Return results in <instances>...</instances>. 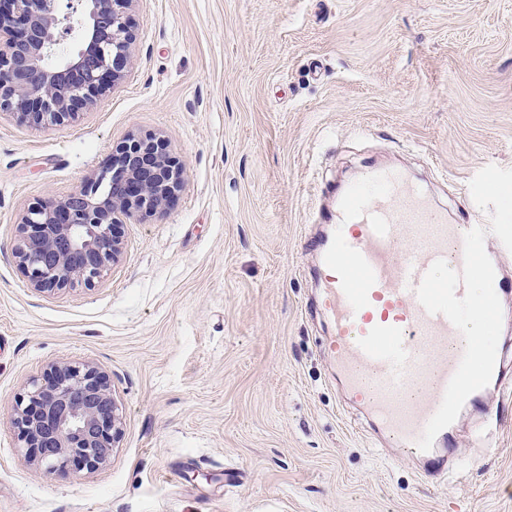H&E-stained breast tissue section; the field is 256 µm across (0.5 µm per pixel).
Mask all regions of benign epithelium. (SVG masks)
<instances>
[{"instance_id": "7a95c632", "label": "benign epithelium", "mask_w": 512, "mask_h": 512, "mask_svg": "<svg viewBox=\"0 0 512 512\" xmlns=\"http://www.w3.org/2000/svg\"><path fill=\"white\" fill-rule=\"evenodd\" d=\"M133 0H0V112L40 126L78 119L131 65ZM183 167L155 134H132L110 163L63 198L31 206L14 256L31 286L52 293L95 287L123 252L119 224L161 212ZM22 447L47 473L95 470L121 440L109 376L55 365L14 405Z\"/></svg>"}]
</instances>
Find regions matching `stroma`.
<instances>
[{
	"label": "stroma",
	"mask_w": 512,
	"mask_h": 512,
	"mask_svg": "<svg viewBox=\"0 0 512 512\" xmlns=\"http://www.w3.org/2000/svg\"><path fill=\"white\" fill-rule=\"evenodd\" d=\"M125 79L73 122L0 116V512H512V397L459 421L462 482L424 480L350 420L306 303L303 242L327 188L398 169L449 219L512 169V0H132ZM184 169L165 209L121 225L91 289L31 288L27 208L132 134ZM107 371L108 463L42 473L13 405L54 365Z\"/></svg>",
	"instance_id": "1"
}]
</instances>
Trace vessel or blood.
I'll use <instances>...</instances> for the list:
<instances>
[{"instance_id": "1", "label": "vessel or blood", "mask_w": 512, "mask_h": 512, "mask_svg": "<svg viewBox=\"0 0 512 512\" xmlns=\"http://www.w3.org/2000/svg\"><path fill=\"white\" fill-rule=\"evenodd\" d=\"M469 229L449 222L400 173L372 169L338 190L335 211L311 243L320 258L316 303L328 325L323 348L344 400L388 447L417 461L427 480L456 473L453 427L441 430L429 450L417 442L465 342L444 315L422 307L415 289L436 260L462 269ZM485 250L497 296L511 297L506 248L490 233Z\"/></svg>"}]
</instances>
